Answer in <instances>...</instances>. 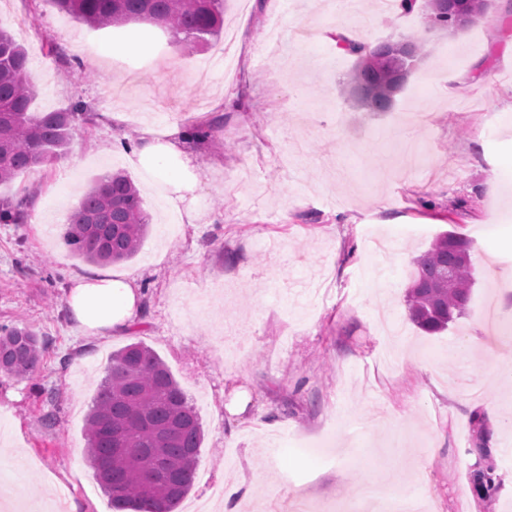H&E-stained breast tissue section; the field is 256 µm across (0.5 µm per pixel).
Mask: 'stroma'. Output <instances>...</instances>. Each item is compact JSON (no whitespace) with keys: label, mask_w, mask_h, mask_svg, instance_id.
<instances>
[{"label":"stroma","mask_w":512,"mask_h":512,"mask_svg":"<svg viewBox=\"0 0 512 512\" xmlns=\"http://www.w3.org/2000/svg\"><path fill=\"white\" fill-rule=\"evenodd\" d=\"M379 3L351 15L333 0H225L221 34L190 48L138 22L93 30L44 0H0V28L28 53L31 111L86 110L61 159L0 184V198L33 191V212L56 226L45 238L0 224V327L47 345L35 375H0V476L24 449L20 507L46 503L53 484L80 512H111L84 425L110 354L135 338L202 424L179 512L215 503V484L249 486L240 512H338L379 481L391 502L512 512V343L499 335L512 324V0L456 32L428 27L419 2ZM337 29L370 45L423 37L390 111L346 96L355 59ZM115 43L134 50L87 59ZM223 49L233 70L200 78ZM199 122L213 130L186 224L112 137ZM113 172L132 179L150 226L133 259L100 267L62 234L85 188ZM445 231L471 240L475 283L466 314L429 335L404 295L413 258ZM100 272L136 276L148 305L137 337L94 336L70 316L73 279ZM478 420L500 479L486 500L471 479Z\"/></svg>","instance_id":"1"}]
</instances>
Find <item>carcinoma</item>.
Segmentation results:
<instances>
[{"label": "carcinoma", "mask_w": 512, "mask_h": 512, "mask_svg": "<svg viewBox=\"0 0 512 512\" xmlns=\"http://www.w3.org/2000/svg\"><path fill=\"white\" fill-rule=\"evenodd\" d=\"M95 29L135 21L161 28L187 46L216 37L223 26L224 0H48ZM432 26L456 28L443 0H426ZM399 41L378 45L364 63V46L346 36L337 45L356 56L347 85L356 106L386 112L411 69ZM28 81V55L0 30V183L52 164L70 144L82 108L36 114ZM33 195L24 191L0 200L1 224H25ZM149 227V216L132 181L122 173L95 180L85 191L64 233L70 252L88 264L132 259ZM471 241L448 231L413 262L406 294L410 320L434 334L465 314L471 300ZM44 341L27 327L0 329V373L34 375ZM203 434L198 413L166 363L142 342L112 353L86 419L85 444L95 479L114 512H178L190 492ZM473 482L487 496L499 488L494 470L476 468Z\"/></svg>", "instance_id": "cac0c4a2"}]
</instances>
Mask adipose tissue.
I'll use <instances>...</instances> for the list:
<instances>
[{
  "mask_svg": "<svg viewBox=\"0 0 512 512\" xmlns=\"http://www.w3.org/2000/svg\"><path fill=\"white\" fill-rule=\"evenodd\" d=\"M193 141L192 128L176 125L160 135L143 130L132 143L122 134L112 142L113 147L125 150L133 165L165 184L170 209L185 212L191 223L197 218L187 206V195L196 187L190 153ZM141 293L132 275L85 276L73 280L66 305L72 317L92 335H127L138 322Z\"/></svg>",
  "mask_w": 512,
  "mask_h": 512,
  "instance_id": "adipose-tissue-1",
  "label": "adipose tissue"
}]
</instances>
